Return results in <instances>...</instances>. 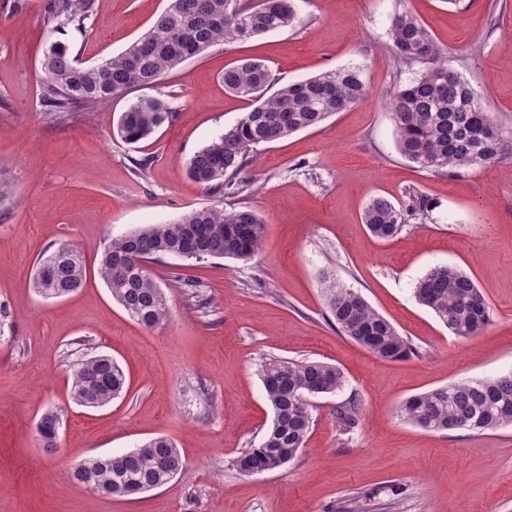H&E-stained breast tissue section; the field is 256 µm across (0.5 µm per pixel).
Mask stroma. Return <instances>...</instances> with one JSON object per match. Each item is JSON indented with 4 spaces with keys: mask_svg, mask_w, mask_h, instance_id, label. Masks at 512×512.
<instances>
[{
    "mask_svg": "<svg viewBox=\"0 0 512 512\" xmlns=\"http://www.w3.org/2000/svg\"><path fill=\"white\" fill-rule=\"evenodd\" d=\"M45 0H0V169L14 183L0 208V512H335L359 493L370 512H512V427L431 432L398 414L401 403L453 382L512 371V155L446 177L398 151L388 106L396 82L419 65L387 47L390 20L409 9L447 50L495 120L512 131V0H296L300 23L244 43H218L184 62L159 87H141L67 123L40 102L41 60L67 43L85 64L122 52L168 0H94L84 27L55 33ZM262 60L280 83L341 67L363 69L369 96L320 126L258 146L244 193L213 192L185 161L249 109L228 92L226 68ZM164 97L172 125L124 143L116 122L141 97ZM147 160L143 174L133 160ZM427 197L426 223L380 240L363 222L370 199ZM247 202L267 226L252 261L152 263L172 309L152 329L113 301L98 273L107 238L173 222L206 206ZM67 240L87 260V282L63 299L32 286L33 265ZM450 264L468 274L491 308L483 334L458 337L414 297L418 279ZM358 291L416 348L377 358L327 318L322 276ZM199 283L206 310L177 285ZM104 353L128 390L90 410L70 398L81 358ZM269 357L336 365V394L312 400L303 449L286 466L240 474L234 460L259 445L273 420L258 373ZM361 404L357 430L342 433L336 408ZM62 411L60 446L36 435L47 410ZM172 439L184 461L166 485L131 497L68 488L64 472L87 456L119 454Z\"/></svg>",
    "mask_w": 512,
    "mask_h": 512,
    "instance_id": "35a3bbf8",
    "label": "stroma"
}]
</instances>
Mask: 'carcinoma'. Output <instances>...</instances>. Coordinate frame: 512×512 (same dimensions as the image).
Instances as JSON below:
<instances>
[{
	"label": "carcinoma",
	"instance_id": "1",
	"mask_svg": "<svg viewBox=\"0 0 512 512\" xmlns=\"http://www.w3.org/2000/svg\"><path fill=\"white\" fill-rule=\"evenodd\" d=\"M54 30L81 27L94 12V0H46ZM300 22L295 0H170L151 27L122 53L85 65L68 44L53 41L41 62L45 74L40 100L44 111L70 117L89 111L139 87H155L184 62L217 43L243 42ZM389 48L406 64L423 65L412 80L394 86L390 105L400 153L421 169L454 177L475 165L489 166L512 149V134L494 120L471 84L448 75V53L408 10L396 13L389 28ZM224 88L251 101V109L224 134L194 152L186 163L190 178L208 189L224 188V177L241 172L261 144L278 143L314 128L336 112L366 97L362 70L346 67L302 81L277 84L260 60L245 58L224 70ZM177 110L162 97L140 98L121 113L119 137L136 144L172 124ZM409 204L398 208L388 199L370 200L364 224L379 239L401 232L411 219L426 220V198L408 192ZM265 222L250 206L226 210L203 207L166 224H147L105 243L99 274L115 299L138 324L155 328L171 312L149 263L165 256L202 260L232 258L247 262L265 243ZM86 277L83 256L61 242L36 265L33 287L45 299L70 296ZM329 318L336 330L380 359L399 361L416 353L412 344L359 293L337 279L323 281ZM415 297L460 337L478 335L490 322V307L474 281L455 266L430 269L415 286ZM274 419L259 446L234 461L236 470L283 467L304 447L312 423L309 398L335 394L345 387L343 372L314 359L270 358L260 366ZM122 368L104 354L77 363L71 400L86 408H102L121 396ZM403 419L429 431H486L512 425V372L488 380L466 381L432 389L407 399ZM61 414L45 412L37 424L40 445L59 447ZM336 422L345 434L359 426L360 405L350 398L336 407ZM180 451L166 437L112 456H89L67 473L74 488L90 487L105 496H129L158 488L183 471Z\"/></svg>",
	"mask_w": 512,
	"mask_h": 512
}]
</instances>
